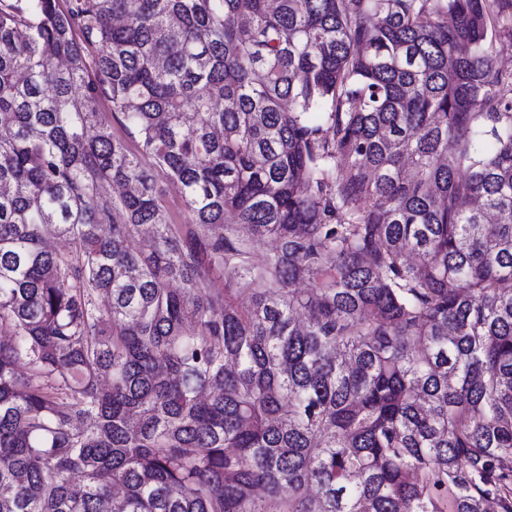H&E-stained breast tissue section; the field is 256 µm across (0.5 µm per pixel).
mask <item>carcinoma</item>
<instances>
[{
  "instance_id": "carcinoma-1",
  "label": "carcinoma",
  "mask_w": 512,
  "mask_h": 512,
  "mask_svg": "<svg viewBox=\"0 0 512 512\" xmlns=\"http://www.w3.org/2000/svg\"><path fill=\"white\" fill-rule=\"evenodd\" d=\"M505 42L512 0H0V512H512ZM99 112L102 113L103 121L110 126L112 136L125 141L131 151L138 153L139 147L137 141L128 135L127 129L122 122V116L112 113L110 103L102 101L99 106ZM163 205L167 211L169 222L172 224H186L187 213L185 211L181 194L172 185L167 188Z\"/></svg>"
}]
</instances>
